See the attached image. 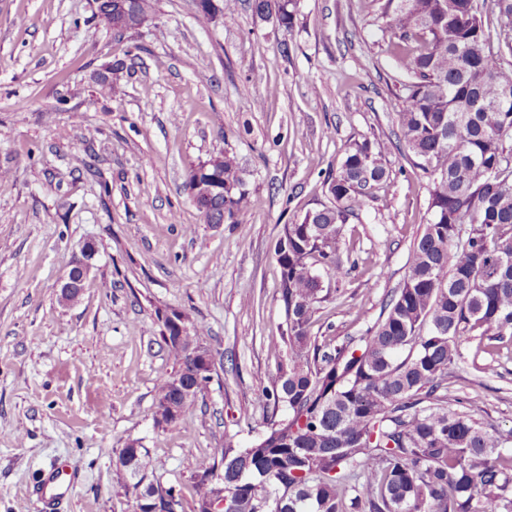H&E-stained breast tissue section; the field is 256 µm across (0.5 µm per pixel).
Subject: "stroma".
Wrapping results in <instances>:
<instances>
[{"label": "stroma", "instance_id": "35a3bbf8", "mask_svg": "<svg viewBox=\"0 0 512 512\" xmlns=\"http://www.w3.org/2000/svg\"><path fill=\"white\" fill-rule=\"evenodd\" d=\"M382 24L377 0H297L289 30L252 0L215 19L197 0H157L118 36L92 0H0V512H41L55 476L52 512H133L114 464L135 439L191 512L200 461L228 439L247 446L275 412L261 396L282 360L269 347L284 321L275 242L329 203L328 175L363 140L393 181L345 224L358 266L324 280L310 333L336 345L378 319L428 218ZM221 154L246 173V223H204L185 189L192 164ZM88 241L83 297L61 305ZM174 310L204 328L215 373L162 430L161 318ZM461 353L450 397L511 428L512 340L474 337Z\"/></svg>", "mask_w": 512, "mask_h": 512}]
</instances>
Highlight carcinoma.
<instances>
[{
	"label": "carcinoma",
	"instance_id": "carcinoma-1",
	"mask_svg": "<svg viewBox=\"0 0 512 512\" xmlns=\"http://www.w3.org/2000/svg\"><path fill=\"white\" fill-rule=\"evenodd\" d=\"M383 0L384 31L405 80L397 113L400 141L429 178V219L414 243L408 274L382 316L358 341L329 349L310 335L322 275L356 268L340 251L342 228L383 188L382 150L354 144L328 177L331 204L284 225L274 255L285 312L275 352L288 347L262 397L284 408L256 439L213 449L199 464L194 512L228 500L224 512H512V452L477 410L458 411L448 378L462 341L512 337V75L498 61L512 53V0ZM254 13L289 30L293 0H253ZM224 176V197L195 203L202 220L243 224L250 192L235 158L209 159ZM187 331L162 343L177 369L160 375L153 424L188 411L182 390L207 386L190 342L204 329L175 313ZM144 447L120 449L119 483L135 512L182 508L172 486L150 479Z\"/></svg>",
	"mask_w": 512,
	"mask_h": 512
}]
</instances>
